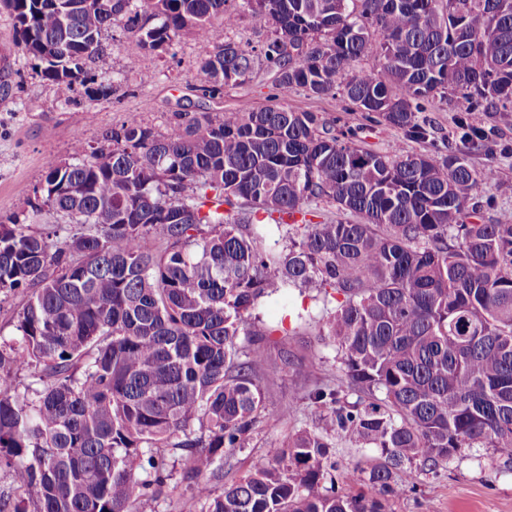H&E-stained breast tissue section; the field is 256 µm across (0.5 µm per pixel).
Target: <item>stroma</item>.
Instances as JSON below:
<instances>
[{
  "instance_id": "1",
  "label": "stroma",
  "mask_w": 512,
  "mask_h": 512,
  "mask_svg": "<svg viewBox=\"0 0 512 512\" xmlns=\"http://www.w3.org/2000/svg\"><path fill=\"white\" fill-rule=\"evenodd\" d=\"M103 43L104 58L87 64L86 69L96 84L108 87V94L91 99L81 93L74 104L66 106L59 102L53 85L43 79L40 63L17 48L13 19L0 11V218L29 213L28 203L43 186L52 164L75 161L90 148L106 144L112 131L129 117L160 132L177 112H207L218 117L227 110H259L277 103L273 71L264 64L256 66L244 84L225 87L213 97L204 95L199 89V48L191 37L147 57L139 55L119 28L106 32ZM288 105L318 113L336 129L356 130L360 144L371 149L395 146L423 152L430 148L429 143L405 138L371 121L349 101L331 95L313 97L301 92ZM472 118L497 126L500 146L493 155L473 153L472 165L480 170L496 163L501 182L512 184V118L498 112H476ZM305 302V295L295 289L285 297H269L260 309L267 323L290 330L286 336H271L269 367L278 368L285 351L295 361L314 365L308 375L297 369L281 371L268 394L270 403L281 408L299 402L316 382L336 373L332 348L321 344L297 318ZM317 423V412L306 407L286 426L261 430L256 447L236 455L233 475L264 462L268 449L288 434ZM506 458V453L491 448L462 449L439 475H420L415 493L396 502L395 512H512V470L505 468Z\"/></svg>"
}]
</instances>
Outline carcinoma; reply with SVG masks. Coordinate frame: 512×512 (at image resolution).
<instances>
[{"mask_svg": "<svg viewBox=\"0 0 512 512\" xmlns=\"http://www.w3.org/2000/svg\"><path fill=\"white\" fill-rule=\"evenodd\" d=\"M16 45L69 103L83 61L122 28L142 54L189 35L199 90L238 84L263 56L279 104L129 118L45 174L37 230L0 221V292L18 289L19 338L0 342V468L12 512H141L174 474L200 512H393L463 448L512 465V224L471 217L498 170L475 169L497 131L471 113L512 105V0H0ZM271 32L260 54L212 40L241 12ZM374 54L380 70L358 67ZM338 95L428 141L422 102L469 106L442 151L368 149L298 90ZM326 201L354 221L314 222ZM311 289L297 315L335 351L336 376L301 397L320 413L268 461L224 466L297 410L268 403L275 329L257 308ZM35 385L19 391L17 373ZM373 448L365 476L336 441ZM359 483L343 492L336 483Z\"/></svg>", "mask_w": 512, "mask_h": 512, "instance_id": "obj_1", "label": "carcinoma"}]
</instances>
